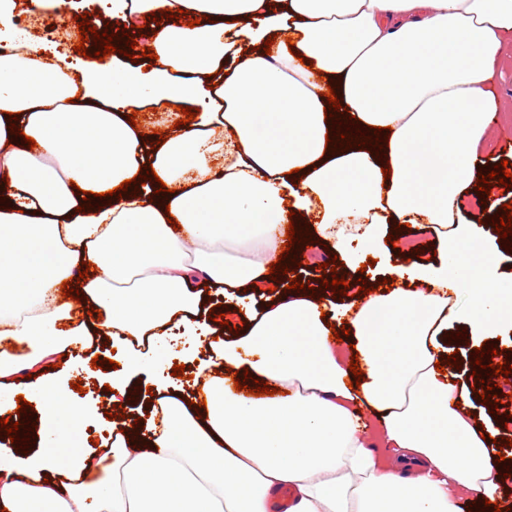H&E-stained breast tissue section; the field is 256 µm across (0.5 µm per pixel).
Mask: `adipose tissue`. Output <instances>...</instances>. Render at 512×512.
Masks as SVG:
<instances>
[{"label": "adipose tissue", "instance_id": "obj_1", "mask_svg": "<svg viewBox=\"0 0 512 512\" xmlns=\"http://www.w3.org/2000/svg\"><path fill=\"white\" fill-rule=\"evenodd\" d=\"M165 8L188 18L157 26L145 70L113 56L79 72L30 41L0 55V388L36 405L27 445L0 444V512H269L284 488L288 512H462L463 489L495 500L497 432L470 415L454 367L435 364L453 326H512L500 246L460 208L504 109L512 0H112L129 26ZM331 80L361 130L389 128L381 152L330 150ZM168 103L196 117L157 146L128 117ZM147 165L156 176L137 195L102 205ZM348 218L376 255L391 254L393 227L427 225L437 259L398 264L397 286L365 299L288 290L233 336L211 321L215 294L241 300L267 281L286 220L350 262ZM85 262L94 314L75 320L58 289ZM342 325L357 387L331 332ZM175 328L207 339L205 411L151 375ZM104 339L123 357L112 403L148 417L113 420L111 444L92 449L70 378L48 368ZM236 371L273 395L235 390ZM367 411L394 466L363 439Z\"/></svg>", "mask_w": 512, "mask_h": 512}]
</instances>
